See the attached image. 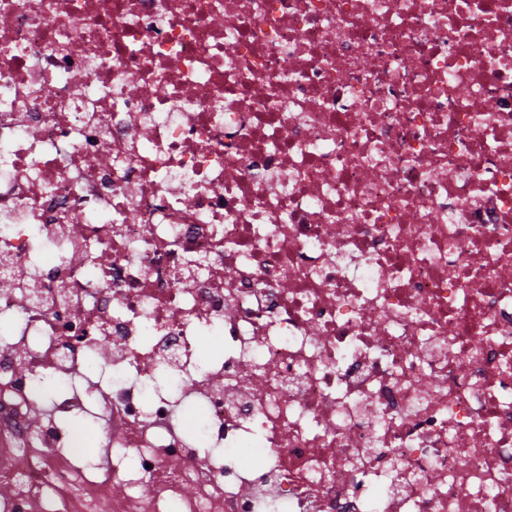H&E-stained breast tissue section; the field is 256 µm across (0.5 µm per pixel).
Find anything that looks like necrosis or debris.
<instances>
[{
    "label": "necrosis or debris",
    "mask_w": 512,
    "mask_h": 512,
    "mask_svg": "<svg viewBox=\"0 0 512 512\" xmlns=\"http://www.w3.org/2000/svg\"><path fill=\"white\" fill-rule=\"evenodd\" d=\"M0 512H512V0H0Z\"/></svg>",
    "instance_id": "1"
}]
</instances>
